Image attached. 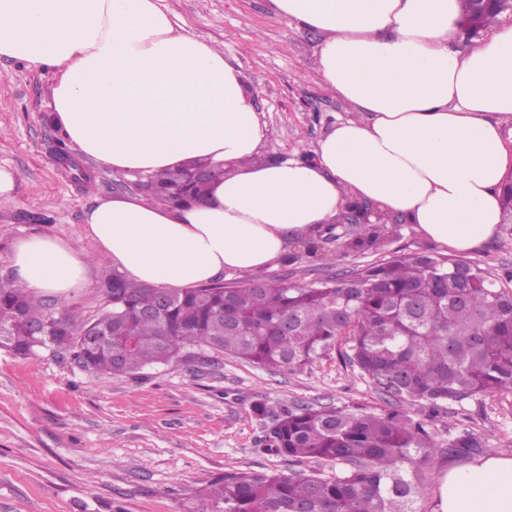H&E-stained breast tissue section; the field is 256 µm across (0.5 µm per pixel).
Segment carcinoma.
<instances>
[{"label": "carcinoma", "instance_id": "1", "mask_svg": "<svg viewBox=\"0 0 512 512\" xmlns=\"http://www.w3.org/2000/svg\"><path fill=\"white\" fill-rule=\"evenodd\" d=\"M459 27L487 33L508 12L461 0ZM223 173L194 161L135 187L155 201L180 206L207 195ZM502 221L512 231V182L502 188ZM105 311L85 321L75 307L58 312L0 279V349L29 356L41 347L69 353L103 375L136 376L187 358L190 350L232 356L257 367L297 371L349 337L347 359L398 408H315L263 398L251 404L262 428V451L315 460L329 470L288 475L227 471L210 484L201 512H417L416 476L438 454H468L470 433L446 442L405 410L419 403L438 413L485 394H512V288L481 267L426 254L393 257L317 285L252 280L170 291L114 272L101 288ZM44 324L39 345L31 333Z\"/></svg>", "mask_w": 512, "mask_h": 512}]
</instances>
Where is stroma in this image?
Masks as SVG:
<instances>
[{"label":"stroma","instance_id":"obj_1","mask_svg":"<svg viewBox=\"0 0 512 512\" xmlns=\"http://www.w3.org/2000/svg\"><path fill=\"white\" fill-rule=\"evenodd\" d=\"M196 38L224 54L241 73L269 129L263 155L315 148L347 115L344 101L327 91L315 70L319 33L276 15L270 0H158ZM53 74L18 61H0V166L18 175L11 198L0 199V278H12L8 256L15 240L31 234L72 242L90 257L86 288L71 299L83 319L97 318L99 290L110 260L83 234L82 216L97 200L134 193L124 174L91 159L80 166L94 178L86 189L57 152L64 136L50 119ZM44 216L39 225L25 214ZM378 245L358 250L330 246L307 253L293 242L262 279L311 285L381 260L415 252H452L395 218ZM492 276L512 275V234L464 256ZM346 340L295 372L254 367L230 356L199 353L145 370L107 376L71 356L42 350L21 358L0 350V512H200L203 490L224 472H310L312 460L292 461L261 452L262 430L250 405L303 402L357 406L382 412L395 406L345 357ZM441 440L468 432L481 456H512V394H490L448 404L433 417Z\"/></svg>","mask_w":512,"mask_h":512}]
</instances>
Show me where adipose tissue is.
Returning <instances> with one entry per match:
<instances>
[{
  "label": "adipose tissue",
  "mask_w": 512,
  "mask_h": 512,
  "mask_svg": "<svg viewBox=\"0 0 512 512\" xmlns=\"http://www.w3.org/2000/svg\"><path fill=\"white\" fill-rule=\"evenodd\" d=\"M271 3L322 33L318 75L350 108L312 160H261L268 128L240 71L157 0H0V60L53 72V121L78 155L124 174L194 159L222 172L202 205L99 200L86 237L162 288L265 270L353 200L458 253L493 237L512 167V23L464 52L459 0ZM9 262L36 296L66 299L90 280L88 257L58 237L17 239ZM435 512H512V457L448 469Z\"/></svg>",
  "instance_id": "1"
}]
</instances>
